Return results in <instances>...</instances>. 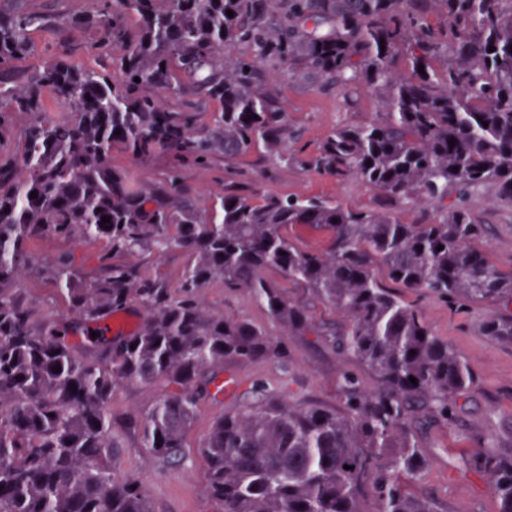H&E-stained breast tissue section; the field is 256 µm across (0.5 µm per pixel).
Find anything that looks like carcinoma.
I'll use <instances>...</instances> for the list:
<instances>
[{"mask_svg":"<svg viewBox=\"0 0 512 512\" xmlns=\"http://www.w3.org/2000/svg\"><path fill=\"white\" fill-rule=\"evenodd\" d=\"M92 3L0 5V512H155L142 483L116 473L126 437L183 463L224 361L287 371L288 337L308 334L370 368L377 388L344 370L333 408L293 406L256 385L255 406L215 419L196 444L210 496L222 512H367L369 497L375 512H437L402 483L423 468L415 412L451 422L476 380L407 296L512 303V273L479 246L486 228L469 207L488 190L512 207V0ZM436 7L440 25L430 22ZM80 29L95 33L91 45L77 42ZM39 45L42 62L20 68ZM282 77L348 105L371 90L385 111L335 127L308 153L278 97ZM115 145L164 167L143 178L112 163ZM260 145L279 161L358 179L380 203L256 202L227 185L201 208L186 171L213 174ZM398 202L427 219L402 222ZM295 227L323 233L324 247H299ZM91 239L104 243L92 256L32 251ZM174 249L188 258L176 286L128 260ZM26 274L54 288L65 315L39 308ZM281 278L344 322L319 328ZM216 281L247 292L282 335L207 308L202 294ZM133 308V333L91 337ZM481 329L512 343V316L489 315ZM128 382L157 389L148 409H112ZM466 467L490 476L499 512H512V451L489 439Z\"/></svg>","mask_w":512,"mask_h":512,"instance_id":"cac0c4a2","label":"carcinoma"}]
</instances>
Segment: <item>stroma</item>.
Instances as JSON below:
<instances>
[{"mask_svg":"<svg viewBox=\"0 0 512 512\" xmlns=\"http://www.w3.org/2000/svg\"><path fill=\"white\" fill-rule=\"evenodd\" d=\"M278 93L288 107L289 120L304 127L311 150L336 126L367 124L383 109L379 98L370 94L347 107L336 95L292 80L281 82ZM224 179L255 199L277 192L330 197L345 205L376 200L375 192L359 180L339 182L294 163L275 164L262 148L225 164ZM473 205L487 228L483 248L501 269L512 270V209L495 205L488 192L476 196ZM204 300L207 307L231 318L262 324L268 321L265 311L244 292L214 285L206 288ZM420 304L437 336L447 340L470 365L476 385L473 392L456 400L454 424L423 419L417 438L429 464L410 490L432 498L438 512H497L498 502L487 477L467 470L463 462L481 450L484 437L492 438L503 451L512 450V344L493 341L480 331L481 322L489 314L512 315V303L460 309L424 297ZM291 346L293 365L286 375L270 362H225V373L234 375L239 386L231 395L202 405L189 444H197L214 418L253 404L252 388L259 382L278 389L291 403L318 402L332 407L338 404L336 383L342 370L354 372L365 388L377 385L367 366L336 355L316 336L292 337ZM206 469L205 459L195 452L183 466L161 465L133 441L121 451L118 473L139 478L156 512H220L208 492Z\"/></svg>","mask_w":512,"mask_h":512,"instance_id":"stroma-1","label":"stroma"}]
</instances>
